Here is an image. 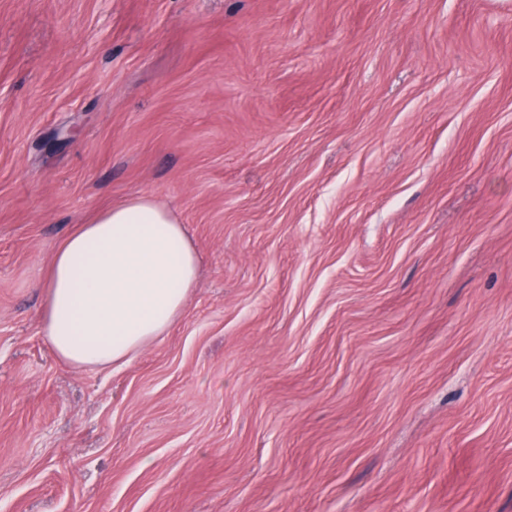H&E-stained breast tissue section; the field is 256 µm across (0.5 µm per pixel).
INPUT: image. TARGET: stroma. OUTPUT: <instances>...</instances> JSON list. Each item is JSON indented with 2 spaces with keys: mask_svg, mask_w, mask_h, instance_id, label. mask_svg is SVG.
Returning <instances> with one entry per match:
<instances>
[{
  "mask_svg": "<svg viewBox=\"0 0 512 512\" xmlns=\"http://www.w3.org/2000/svg\"><path fill=\"white\" fill-rule=\"evenodd\" d=\"M136 197L197 284L74 366ZM0 512H512V0H0ZM198 270L190 234L165 208L147 199L112 207L55 246L42 333L73 365L125 364L180 316Z\"/></svg>",
  "mask_w": 512,
  "mask_h": 512,
  "instance_id": "35a3bbf8",
  "label": "stroma"
}]
</instances>
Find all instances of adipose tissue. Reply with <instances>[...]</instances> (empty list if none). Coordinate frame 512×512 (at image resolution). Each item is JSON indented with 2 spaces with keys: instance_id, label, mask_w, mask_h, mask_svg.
Wrapping results in <instances>:
<instances>
[{
  "instance_id": "1",
  "label": "adipose tissue",
  "mask_w": 512,
  "mask_h": 512,
  "mask_svg": "<svg viewBox=\"0 0 512 512\" xmlns=\"http://www.w3.org/2000/svg\"><path fill=\"white\" fill-rule=\"evenodd\" d=\"M198 270L190 234L165 208L147 199L112 207L55 246L42 333L73 365L127 363L180 316Z\"/></svg>"
}]
</instances>
